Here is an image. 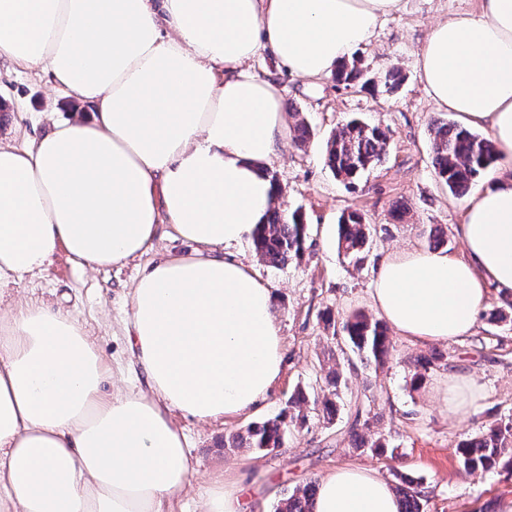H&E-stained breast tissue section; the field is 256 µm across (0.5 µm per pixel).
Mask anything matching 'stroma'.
I'll list each match as a JSON object with an SVG mask.
<instances>
[{
  "instance_id": "obj_1",
  "label": "stroma",
  "mask_w": 512,
  "mask_h": 512,
  "mask_svg": "<svg viewBox=\"0 0 512 512\" xmlns=\"http://www.w3.org/2000/svg\"><path fill=\"white\" fill-rule=\"evenodd\" d=\"M477 6L478 0H403L401 11L387 17L371 42L354 54L364 69L374 73L388 65L399 67L404 81L393 93L380 86L344 88L330 77L301 79L277 68L264 51L250 62L251 74L275 80L286 111L303 112L312 130L309 142L287 145L271 169L282 188L283 210L300 211L309 226L303 257L274 267L261 260L251 241L236 249L275 295L286 367L267 398L252 410L209 423L173 413L175 425L187 437L194 472L185 491L164 504V512H198L210 476L223 470L243 478L246 493L259 512H273L280 498L345 463L371 467L389 481L395 472L410 473L421 482L426 512H505L512 505V470L469 474L456 453L457 444L486 423L512 414V317L493 321V313L503 307V296L496 291L490 292L474 333L447 342V349L455 353L454 370L436 369L421 383H412L413 361L426 348L396 335L388 368L367 369L343 385L340 410L345 413L359 395L363 379L376 380L375 429L398 447V459L352 452L347 439L315 417L293 431L283 448L269 454L223 447L225 436L278 414L295 387L323 388L330 361L346 362V353L327 339L320 315L328 308L343 316L359 311L374 315L370 291L381 256L425 247L426 225L439 224L448 236L446 253L463 257L457 228L465 220L466 200L450 194L434 173L430 125L442 111L425 89L416 54L435 22ZM0 101L7 105L0 116V140L5 142L21 141L32 132L41 113L65 116L87 109L78 96L57 95L44 79L26 71L14 73L0 87ZM351 116L383 128L388 153L349 187L325 166L322 145ZM397 202L409 208L401 223L389 216L391 205ZM350 207L361 209L374 229L368 256L358 268L337 249V220ZM191 249V244L175 238L165 227L146 253L109 270H82L61 251L41 273L1 294L0 305L34 299L64 306L83 323L120 386L128 392L142 391L146 384L124 330L132 284L146 263ZM452 373L471 376L483 394L458 420L442 411Z\"/></svg>"
}]
</instances>
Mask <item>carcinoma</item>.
I'll return each instance as SVG.
<instances>
[{"instance_id": "1", "label": "carcinoma", "mask_w": 512, "mask_h": 512, "mask_svg": "<svg viewBox=\"0 0 512 512\" xmlns=\"http://www.w3.org/2000/svg\"><path fill=\"white\" fill-rule=\"evenodd\" d=\"M337 84L346 88L362 89L381 84L386 91L394 92L402 84L399 68L388 66L371 75L357 66L356 61H343L333 73ZM432 165L436 177L457 196H465L477 176L485 171L493 160L495 146L492 141L454 122L435 119L431 124ZM388 139L378 125L357 119L336 127L326 139L324 159L337 180L350 186L366 171L379 164L387 154ZM371 225L363 213L349 210L340 216L337 224L338 250L354 266H360L366 258L370 241ZM428 248L437 250L447 243L446 232L436 224L423 231ZM307 225L298 212H271L267 222L260 224L252 233L256 253L272 265L283 264L300 258L305 250ZM323 329L332 341L342 340L356 352L360 363L380 369L389 363L394 346L385 322L356 312L350 316L336 317L330 309L321 314ZM414 381L420 382L426 373L436 367H453L452 353L442 354L432 350L418 356L414 362ZM346 381L344 371L334 364L325 377L322 393H310L297 387L288 398L286 408L276 416L261 423H252L224 439L226 448H248L270 453L282 448L292 430L308 421V414L332 424L336 421L339 388ZM362 407L347 422L346 435L352 448L377 456L395 458L396 448L388 440L372 432L371 421L377 400V386L368 382L361 391ZM457 454L465 471H492L500 466L512 467V415L497 418L473 437L457 445ZM420 483L402 479L396 486L399 512H425L424 495ZM316 492V483L308 481L286 495L276 505L275 512H310V504Z\"/></svg>"}]
</instances>
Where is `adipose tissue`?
I'll return each mask as SVG.
<instances>
[{"label":"adipose tissue","instance_id":"obj_1","mask_svg":"<svg viewBox=\"0 0 512 512\" xmlns=\"http://www.w3.org/2000/svg\"><path fill=\"white\" fill-rule=\"evenodd\" d=\"M402 0H0V64L44 75L89 113L46 116L0 142V287L58 251L98 271L149 249L160 225L195 244L148 263L125 333L148 392L111 377L79 319L24 302L0 311V512H162L189 482L172 414L201 421L265 399L284 369L275 296L231 249L277 207L269 169L288 134L280 88L247 64L332 75ZM418 69L437 107L496 151L458 232L466 258L410 249L378 263L371 299L421 344L470 335L489 287L512 294V0L435 24ZM240 479L212 477L203 512H247ZM358 464L317 481L311 512H398Z\"/></svg>","mask_w":512,"mask_h":512}]
</instances>
